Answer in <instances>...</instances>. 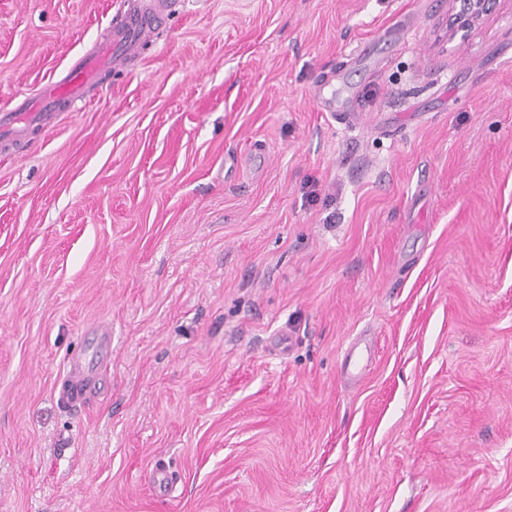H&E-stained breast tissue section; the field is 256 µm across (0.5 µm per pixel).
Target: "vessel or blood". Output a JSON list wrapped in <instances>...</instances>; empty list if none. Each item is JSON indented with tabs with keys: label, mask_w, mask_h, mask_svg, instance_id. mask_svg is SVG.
<instances>
[{
	"label": "vessel or blood",
	"mask_w": 512,
	"mask_h": 512,
	"mask_svg": "<svg viewBox=\"0 0 512 512\" xmlns=\"http://www.w3.org/2000/svg\"><path fill=\"white\" fill-rule=\"evenodd\" d=\"M171 8V0H159L151 11L130 10L118 14L112 24L109 39L95 54L77 59L67 73L51 82L43 93L0 110V129L16 131L27 119L39 120L47 126L53 125L58 115V102L78 100L84 87L95 81L102 71L109 69L113 62L137 55L168 19ZM111 359L112 333L106 329L97 330L94 354L76 350L69 355V382L63 387L61 402L74 409L84 406L95 391L93 380L98 369ZM372 361L371 346L364 340H356L344 353V378L354 382L362 381Z\"/></svg>",
	"instance_id": "obj_1"
}]
</instances>
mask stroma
<instances>
[{"label":"stroma","mask_w":512,"mask_h":512,"mask_svg":"<svg viewBox=\"0 0 512 512\" xmlns=\"http://www.w3.org/2000/svg\"><path fill=\"white\" fill-rule=\"evenodd\" d=\"M151 2L0 0V109ZM450 8L180 0L0 139V512H512V0ZM452 13L449 20V30L452 35L459 32L467 33L476 22L490 15L499 0H450ZM95 353L88 357L83 350H75L68 357L70 383L63 386V394L59 399L69 408L84 406L93 393L96 385L93 383L98 369L112 360V331L95 328ZM373 355L371 346L367 345L363 339L353 342L344 353L343 377L353 382L362 381L370 369Z\"/></svg>","instance_id":"stroma-1"}]
</instances>
